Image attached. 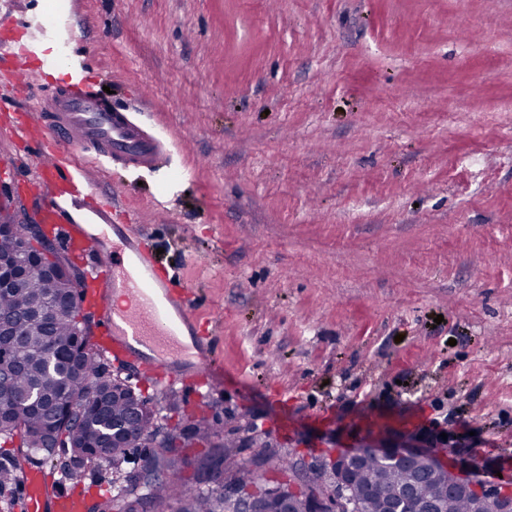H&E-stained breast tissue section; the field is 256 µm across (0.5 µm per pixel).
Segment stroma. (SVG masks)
I'll return each mask as SVG.
<instances>
[{"mask_svg":"<svg viewBox=\"0 0 512 512\" xmlns=\"http://www.w3.org/2000/svg\"><path fill=\"white\" fill-rule=\"evenodd\" d=\"M0 10V42L70 0ZM72 62L162 133L157 173L101 194L195 302L221 376L176 385L258 415L313 462L409 413L449 466L512 473V0H80ZM38 152L0 137L24 208ZM167 196L169 208L154 199ZM288 416L291 427L279 426Z\"/></svg>","mask_w":512,"mask_h":512,"instance_id":"stroma-1","label":"stroma"}]
</instances>
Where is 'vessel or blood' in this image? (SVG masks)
<instances>
[{"label": "vessel or blood", "mask_w": 512, "mask_h": 512, "mask_svg": "<svg viewBox=\"0 0 512 512\" xmlns=\"http://www.w3.org/2000/svg\"><path fill=\"white\" fill-rule=\"evenodd\" d=\"M76 25L73 12L53 24L31 17L25 22L27 43L1 42L0 62L24 53L40 54L49 69L70 62L71 33ZM48 98L50 109L37 122H17L9 132L15 139L36 142L50 151V159L37 165L33 181L37 190L47 191L50 197L44 220L54 225L68 248L88 256L95 252L91 236L84 225L66 219V201L95 197L113 165L152 169L167 144L149 136L95 91L63 84L50 89ZM124 239V247L112 253L111 275L95 276L85 294L84 303L97 312L101 328L91 346L117 357L134 355L139 343L151 344L162 353L177 352L184 329L191 325L193 302L187 292L175 290L172 280L158 274L153 259L139 245L137 231L128 230ZM207 349V342L199 343L198 362L192 371L163 364L155 367V379L172 385L190 373L212 374ZM21 480L28 489L30 512H42L48 504L43 499L44 478L25 472ZM48 505L53 512H85V500L76 490L55 497Z\"/></svg>", "instance_id": "1"}]
</instances>
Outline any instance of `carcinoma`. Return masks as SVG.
<instances>
[{"label":"carcinoma","instance_id":"obj_1","mask_svg":"<svg viewBox=\"0 0 512 512\" xmlns=\"http://www.w3.org/2000/svg\"><path fill=\"white\" fill-rule=\"evenodd\" d=\"M27 254L28 265L0 291V312L66 301L68 288L51 282L42 268L43 253L30 244ZM23 330L24 335L0 354V371L9 375L0 387V448L16 447L27 458L50 464L60 484L76 481L88 470L120 471L129 448L153 449L152 472L157 477L138 487L112 485L95 505L99 512H235L224 498V481L262 492L295 472L290 457L269 456L263 464L276 479L264 478L254 462L240 458V438L203 418L182 428L169 427L167 415L141 398L136 387L113 376L103 352L92 350L80 310L46 318L31 314ZM60 399L72 401V412L56 427L66 455L63 461L45 447V431ZM17 482L15 456L0 453V488ZM407 486L414 490L409 512L430 504L439 505L442 512L497 509L494 495L446 497L423 465L392 468L370 452L358 467L351 496L360 512H378L382 498Z\"/></svg>","mask_w":512,"mask_h":512}]
</instances>
